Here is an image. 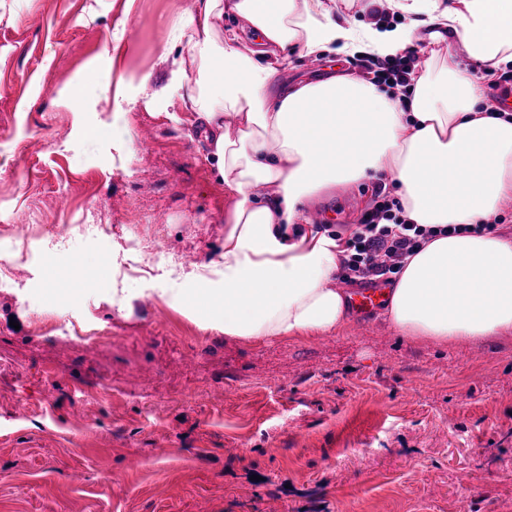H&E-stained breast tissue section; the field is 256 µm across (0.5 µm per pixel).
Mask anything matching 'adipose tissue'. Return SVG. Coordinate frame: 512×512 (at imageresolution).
<instances>
[{"mask_svg":"<svg viewBox=\"0 0 512 512\" xmlns=\"http://www.w3.org/2000/svg\"><path fill=\"white\" fill-rule=\"evenodd\" d=\"M333 2L194 0L166 25L159 61L172 69L156 95L179 103L172 120L198 138L229 195L218 257L174 271L193 285L183 314L244 340L343 328L349 296L334 282L346 244L304 222L303 209L327 190L388 174L399 187L398 221L451 231L406 257L385 294L386 320L440 342L511 333L512 233L484 225L512 202V114L487 98L482 78L512 61V0H388L403 18L390 28L336 20ZM228 8L261 35L262 48L225 40ZM429 26L457 41L408 94L344 71L271 92L292 52L391 58ZM182 45L187 55L174 57ZM461 54L481 74L461 68ZM261 184L274 194L258 197Z\"/></svg>","mask_w":512,"mask_h":512,"instance_id":"ef3b65f1","label":"adipose tissue"}]
</instances>
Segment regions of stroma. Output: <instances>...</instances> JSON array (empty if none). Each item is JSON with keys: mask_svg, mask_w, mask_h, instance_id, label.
I'll return each instance as SVG.
<instances>
[{"mask_svg": "<svg viewBox=\"0 0 512 512\" xmlns=\"http://www.w3.org/2000/svg\"><path fill=\"white\" fill-rule=\"evenodd\" d=\"M192 8L0 0V226L40 227L0 236V512H512V336L440 344L377 314L237 340L167 301L185 282L120 275L130 237L184 264L224 243V193L152 97L165 25ZM357 68L295 52L279 81ZM121 79L133 110L100 96ZM380 190L390 176L338 188L310 218L349 237ZM50 318L111 329L112 345L75 351L48 339Z\"/></svg>", "mask_w": 512, "mask_h": 512, "instance_id": "obj_1", "label": "stroma"}]
</instances>
